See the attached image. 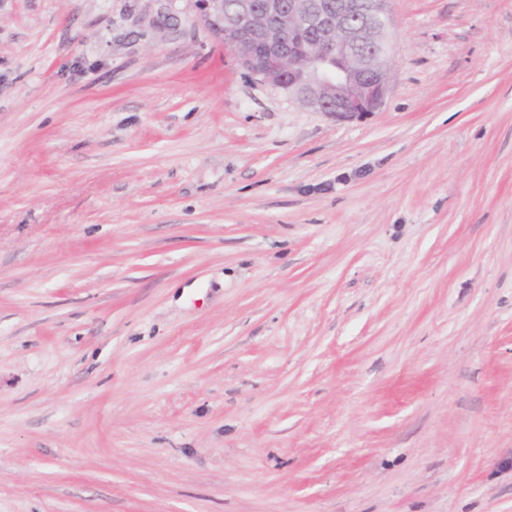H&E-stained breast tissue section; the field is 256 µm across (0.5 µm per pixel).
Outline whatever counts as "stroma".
<instances>
[{
  "label": "stroma",
  "mask_w": 512,
  "mask_h": 512,
  "mask_svg": "<svg viewBox=\"0 0 512 512\" xmlns=\"http://www.w3.org/2000/svg\"><path fill=\"white\" fill-rule=\"evenodd\" d=\"M389 9L346 117L0 0V512H512V0Z\"/></svg>",
  "instance_id": "1"
}]
</instances>
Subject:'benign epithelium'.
I'll return each instance as SVG.
<instances>
[{"label": "benign epithelium", "instance_id": "benign-epithelium-1", "mask_svg": "<svg viewBox=\"0 0 512 512\" xmlns=\"http://www.w3.org/2000/svg\"><path fill=\"white\" fill-rule=\"evenodd\" d=\"M389 0H199L201 20L259 83L303 108L375 111L389 84L387 56L370 45L389 30Z\"/></svg>", "mask_w": 512, "mask_h": 512}]
</instances>
